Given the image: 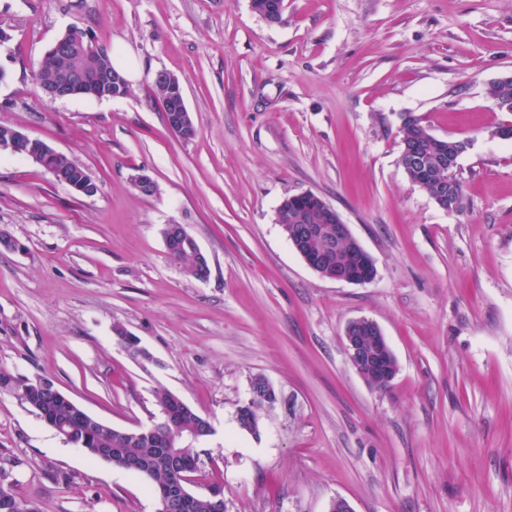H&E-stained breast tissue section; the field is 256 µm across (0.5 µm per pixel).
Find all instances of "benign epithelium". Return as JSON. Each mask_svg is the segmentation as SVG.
I'll list each match as a JSON object with an SVG mask.
<instances>
[{"label": "benign epithelium", "mask_w": 512, "mask_h": 512, "mask_svg": "<svg viewBox=\"0 0 512 512\" xmlns=\"http://www.w3.org/2000/svg\"><path fill=\"white\" fill-rule=\"evenodd\" d=\"M94 49V45L86 42L55 41L52 50L64 53L71 58V65L65 69L56 68L51 56H46L47 67L55 69V76L49 82L44 94L51 100L63 99L76 95H86L98 100L118 98L124 95L128 86L124 75L114 69L106 68L96 71L87 70L83 57ZM153 83L163 90L164 101L167 104L164 117L167 126L180 132L183 139L191 140L198 134L193 116L186 105L181 84L175 77L160 70L155 73ZM0 147H7L15 154L32 159L50 172L54 179L64 181L70 188L83 196L92 194V183L79 174H63L56 169L52 160L59 152L52 149L43 141L36 140L13 127H7L0 132ZM135 188L145 196L156 192V183L146 173L132 176ZM311 209L321 208L330 213L333 219L332 232L336 242L347 246L348 254L345 264L336 267L329 278L349 284H365L375 276V266L369 253L352 235L349 227L341 219L335 209L315 194H310ZM319 234L314 224H304L294 233L292 247L300 255L306 265L318 272L321 269L319 258L310 250L309 243ZM345 347L349 361L354 370L371 386L392 380L397 367L394 354L378 324L368 318H357L348 322L345 330ZM166 505L177 512H190L192 498L179 485L171 486L163 495Z\"/></svg>", "instance_id": "1"}]
</instances>
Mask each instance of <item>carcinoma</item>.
Returning a JSON list of instances; mask_svg holds the SVG:
<instances>
[{
    "label": "carcinoma",
    "instance_id": "cac0c4a2",
    "mask_svg": "<svg viewBox=\"0 0 512 512\" xmlns=\"http://www.w3.org/2000/svg\"><path fill=\"white\" fill-rule=\"evenodd\" d=\"M399 135L401 146H414L420 155L418 164L409 168L410 181L431 198L439 197L441 186L431 177V173L451 154L453 143L428 134L414 116L404 121ZM304 211L306 208L303 206L283 202L278 212L282 216L279 224L285 235L293 233L295 225L284 220L283 216L288 213L297 216ZM187 236L189 233L184 229L170 237L166 243L167 253L181 266L186 276L203 281L210 275L209 262L184 246ZM309 247L316 252H327L333 266L346 260V248L334 242L330 244L323 239L309 244ZM0 388L13 391L46 425L80 443L88 457L120 467L125 465L126 458H134L137 473L154 482L158 498L161 497V488L174 482L180 472L185 471L189 475L198 472L196 442L212 434L211 424L205 417L165 388H158L154 392L162 413L161 421L151 428L140 430L117 429L102 423L58 391L49 379L38 378L24 383L20 378L0 372ZM237 420L241 429L259 435V418L252 411L240 407ZM0 512L37 510L13 491L6 499L0 497Z\"/></svg>",
    "mask_w": 512,
    "mask_h": 512
}]
</instances>
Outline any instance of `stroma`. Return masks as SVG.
I'll list each match as a JSON object with an SVG mask.
<instances>
[{"mask_svg":"<svg viewBox=\"0 0 512 512\" xmlns=\"http://www.w3.org/2000/svg\"><path fill=\"white\" fill-rule=\"evenodd\" d=\"M138 76L121 98L47 99L34 81L68 29ZM175 75L198 134H172L153 78ZM512 0H0V124L75 158L83 197L0 149V371L46 376L116 428L162 418L156 388L213 428L202 486L226 512H512ZM470 140L447 213L403 169L406 115ZM157 184L142 195L137 172ZM311 192L373 258L363 285L310 269L276 221ZM181 224L210 262L186 277ZM375 321L398 363L376 389L345 326ZM124 326L150 360L132 359ZM278 400L237 422L255 378ZM0 467L37 512H157L151 480L95 462L0 388ZM182 231L168 239L166 249L169 257L178 263L183 273L193 279L203 281L210 275L209 262L205 258H200L195 253L186 248L183 244L187 236H191L182 225Z\"/></svg>","mask_w":512,"mask_h":512,"instance_id":"1","label":"stroma"}]
</instances>
